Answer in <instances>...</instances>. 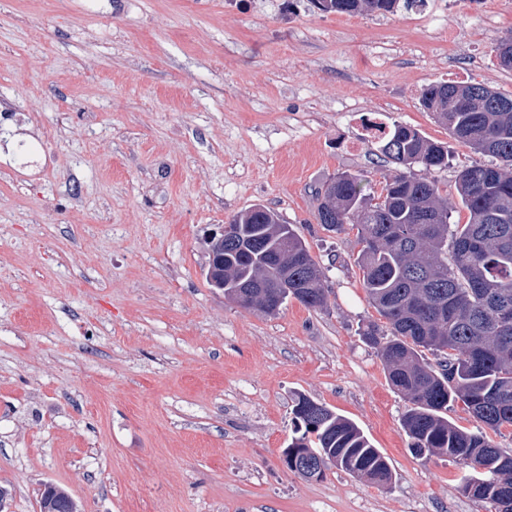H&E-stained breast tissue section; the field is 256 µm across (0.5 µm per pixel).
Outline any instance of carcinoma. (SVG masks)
Listing matches in <instances>:
<instances>
[{"label":"carcinoma","mask_w":512,"mask_h":512,"mask_svg":"<svg viewBox=\"0 0 512 512\" xmlns=\"http://www.w3.org/2000/svg\"><path fill=\"white\" fill-rule=\"evenodd\" d=\"M316 3L324 12L342 14L392 13L399 6V0ZM478 87L440 82L428 86L421 99L456 141L497 159L475 162L457 176L467 223H449L452 207L437 179L411 172L415 165L428 173L448 166V147L399 123L380 151L404 170L383 175L378 193L367 191L363 174H337L317 191L315 219L337 234L357 230L364 244L356 262L388 335L370 325L363 339L377 350L390 384L410 402L402 419L409 448L417 456L443 455L472 469L460 479L464 494L491 504L494 512H512V455L483 432L448 420V408L460 402L494 431L512 425V323L498 317L500 309L512 310V107L491 111L477 101L459 108L446 95ZM228 225L224 240L208 242V254L224 263V276L211 287L232 300L244 294L250 307L267 315L278 313L290 296L308 308L327 305L323 270L274 210L259 205ZM285 273L286 290L277 286ZM424 349L435 362L423 358ZM292 423L288 447L306 464H332L378 486L392 481L387 457L354 422L326 405L296 395ZM39 509L80 512L71 494L54 485L42 492Z\"/></svg>","instance_id":"cac0c4a2"}]
</instances>
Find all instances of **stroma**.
Here are the masks:
<instances>
[{
    "mask_svg": "<svg viewBox=\"0 0 512 512\" xmlns=\"http://www.w3.org/2000/svg\"><path fill=\"white\" fill-rule=\"evenodd\" d=\"M512 0L324 13L313 0H0V108L29 157L0 153V485L39 512L43 483L82 512H491L464 470L414 456L361 333L387 324L355 233L315 220V187L393 172L368 115L448 146L454 209L478 154L420 104L441 81L512 97L494 47ZM325 273L328 304L268 316L206 280L207 238L256 205ZM305 394L390 460L379 487L281 464Z\"/></svg>",
    "mask_w": 512,
    "mask_h": 512,
    "instance_id": "obj_1",
    "label": "stroma"
}]
</instances>
